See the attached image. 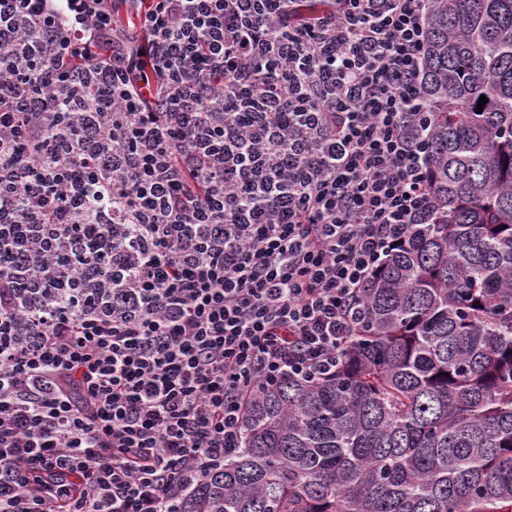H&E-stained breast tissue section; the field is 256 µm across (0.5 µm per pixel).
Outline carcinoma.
Wrapping results in <instances>:
<instances>
[{"instance_id":"cac0c4a2","label":"carcinoma","mask_w":512,"mask_h":512,"mask_svg":"<svg viewBox=\"0 0 512 512\" xmlns=\"http://www.w3.org/2000/svg\"><path fill=\"white\" fill-rule=\"evenodd\" d=\"M289 6L301 35L330 0ZM425 24L431 208L336 375L256 397L184 512H512V0H432Z\"/></svg>"}]
</instances>
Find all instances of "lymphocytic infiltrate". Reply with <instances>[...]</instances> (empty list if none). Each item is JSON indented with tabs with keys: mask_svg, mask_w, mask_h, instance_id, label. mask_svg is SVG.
<instances>
[{
	"mask_svg": "<svg viewBox=\"0 0 512 512\" xmlns=\"http://www.w3.org/2000/svg\"><path fill=\"white\" fill-rule=\"evenodd\" d=\"M126 2L0 0V512H183L430 204L431 0ZM296 24L292 34L302 35L311 28L316 18L330 6V0H292L288 2Z\"/></svg>",
	"mask_w": 512,
	"mask_h": 512,
	"instance_id": "1",
	"label": "lymphocytic infiltrate"
}]
</instances>
